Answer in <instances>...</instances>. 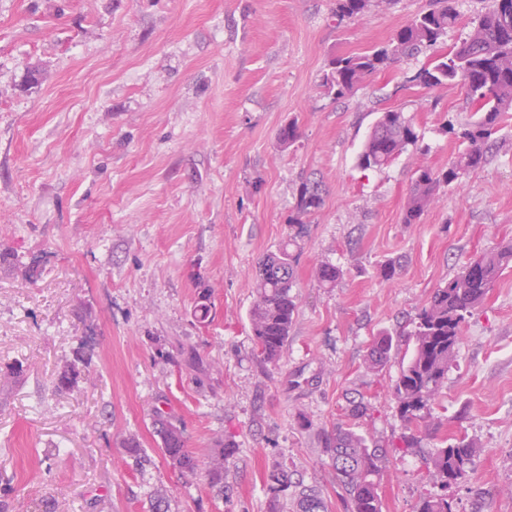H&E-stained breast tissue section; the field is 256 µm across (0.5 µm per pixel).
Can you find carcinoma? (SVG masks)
<instances>
[{"label":"carcinoma","instance_id":"obj_1","mask_svg":"<svg viewBox=\"0 0 512 512\" xmlns=\"http://www.w3.org/2000/svg\"><path fill=\"white\" fill-rule=\"evenodd\" d=\"M371 0H336V18H352L364 14ZM457 0H432L430 7L397 29L388 45L362 54L339 56L330 62L323 79L327 94L340 99L357 89L366 77L384 71L425 49L442 44L448 30L454 28L460 13ZM408 82L424 89H433L450 82L460 85L469 105L478 117L457 133L463 150L448 169L436 171L419 165L414 169L409 197L402 223L416 224L434 202L441 186H449L463 175L476 172L487 162V147L498 131L504 114L512 110V0H492L488 10L472 18L469 30L458 45L434 57L433 61L408 77ZM420 140L411 118L397 110L380 113L368 139L359 153L357 166L377 170L388 166L408 147ZM323 205L321 185L316 181L301 183L296 213L290 223L303 232L307 219ZM299 253L285 244L265 256L254 277V301L249 317L258 361L264 365L279 361L298 312L295 267ZM512 268V241L484 252L472 259L448 284L435 289L427 302L410 318L411 330L399 335L412 338V349L400 361L398 376L391 384V394L401 420L409 434L401 437L402 447L414 448L416 432L432 415L433 405L448 380L456 349L462 340L463 325L484 302L504 270ZM318 281L332 287L342 270L322 263L316 270ZM209 290L198 295L195 317L205 322L211 318ZM393 356V339L386 333L375 338L368 349V364L379 371ZM173 363L179 369L197 370L203 364L192 347H183ZM90 362L84 346L75 351L73 362L64 366L54 381L57 392L76 386L88 372ZM160 439L161 453L169 466L182 479L203 476L210 489L224 493V464L234 457L236 445L218 437L215 448L204 458L185 448L183 431L176 422L161 412L153 419ZM126 453L135 461L144 458L138 436L123 439ZM325 451L330 456L336 481L350 501L351 512H383V501L376 477L379 458L367 440L351 428L336 427L327 435ZM476 453L474 442L448 438L444 446L425 464L428 482L443 489L463 483L469 474ZM292 487L288 471L273 470L268 479L269 508L280 512L282 501ZM298 512H327L325 501L312 489L294 491ZM415 512H455L448 495L422 497Z\"/></svg>","mask_w":512,"mask_h":512}]
</instances>
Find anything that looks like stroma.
<instances>
[{"mask_svg": "<svg viewBox=\"0 0 512 512\" xmlns=\"http://www.w3.org/2000/svg\"><path fill=\"white\" fill-rule=\"evenodd\" d=\"M427 7L396 0L339 21L336 0H0V247L11 253L0 367L23 364L0 393V512H147L160 493L169 512H268L276 466L328 512H347L324 452L337 425L378 449L383 512H414L433 492L424 460L450 435L477 445L467 483L448 491L458 512H512V269L466 323L418 447L399 445L398 363H365L376 337L403 345L399 323L512 239V111L485 166L406 224L415 167L447 168L461 150L449 126L475 118L463 89L407 83L426 53L338 100L321 87L333 57L384 45ZM386 110L422 138L361 171L357 154ZM291 122L298 137L284 150L277 136ZM307 179L324 202L299 235L288 218ZM293 234L298 316L265 366L253 355V273ZM323 262L343 271L335 287L315 276ZM84 340L89 378L55 392ZM187 344L209 371L172 365ZM360 399L370 410L351 418ZM159 410L197 456L232 437L224 495L167 465ZM129 433L142 463L122 446Z\"/></svg>", "mask_w": 512, "mask_h": 512, "instance_id": "obj_1", "label": "stroma"}]
</instances>
